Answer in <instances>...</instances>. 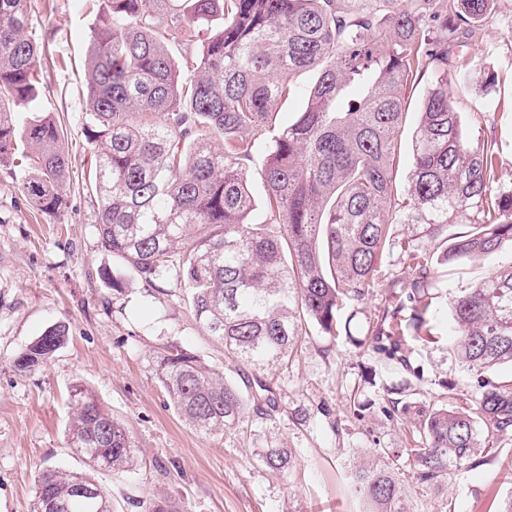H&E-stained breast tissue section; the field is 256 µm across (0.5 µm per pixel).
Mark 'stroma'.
<instances>
[{
	"instance_id": "1",
	"label": "stroma",
	"mask_w": 512,
	"mask_h": 512,
	"mask_svg": "<svg viewBox=\"0 0 512 512\" xmlns=\"http://www.w3.org/2000/svg\"><path fill=\"white\" fill-rule=\"evenodd\" d=\"M107 0H31L32 31L47 55L40 64L34 109L52 112L65 128L69 203L58 217L38 213L0 171V512H33L35 481L50 469L82 472L84 457L71 448V394L82 387L130 431L136 446L123 472L100 470L114 512H142L139 503L167 494L186 512H368L355 492V462L379 461L405 485L410 512H499L512 497V437L494 442L442 488L419 484L411 457L387 456L405 445L411 414L385 411L386 390L402 387L419 405H475L473 374L447 340L416 348L407 358L422 377L359 352L345 337L312 335L288 366L262 376L279 409L249 417L239 432L205 436L178 415L156 375L157 358L177 344L217 369L224 347L195 322L183 286L170 277L150 288L120 270L99 243L98 209L86 184L92 146L83 134L84 66L91 31ZM463 76L453 88L455 108L468 117L472 138L495 144L501 191L512 190V0H494L491 18L460 58ZM393 232L397 248L371 289L384 302L406 267L405 245L435 253L444 239ZM512 263V249L474 269L443 267L433 285L436 321L447 333L451 292ZM121 278L112 290L100 276ZM68 329L65 344L47 362L17 372L14 358L52 326ZM332 416H324L323 406ZM285 444L293 467L276 474L259 452Z\"/></svg>"
}]
</instances>
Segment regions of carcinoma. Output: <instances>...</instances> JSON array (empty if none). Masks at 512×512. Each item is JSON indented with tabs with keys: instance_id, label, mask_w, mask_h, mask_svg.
Returning <instances> with one entry per match:
<instances>
[{
	"instance_id": "1",
	"label": "carcinoma",
	"mask_w": 512,
	"mask_h": 512,
	"mask_svg": "<svg viewBox=\"0 0 512 512\" xmlns=\"http://www.w3.org/2000/svg\"><path fill=\"white\" fill-rule=\"evenodd\" d=\"M89 39L83 133L94 145L89 187L101 246L149 287L173 273L190 290L195 320L224 343L228 377L177 345L157 372L170 401L203 435L235 430L246 414L278 408L268 385L245 368L289 361L300 339L351 335L346 307L369 299L395 224L440 236L468 230L437 256L407 254L393 298L366 318L355 348L414 374L409 342L434 340L431 285L439 265L481 261L512 246V192L495 190L494 147L469 138L452 101L451 56L485 23L494 0H108ZM224 27L199 52L196 37L216 13ZM27 0H0V168L21 159V194L44 215L67 208L64 129L50 112L27 116L39 89L44 45L29 32ZM185 55L179 65L174 52ZM316 74L305 106L282 128L279 105L292 76ZM428 76L406 183L397 180L398 136L407 90ZM267 139L263 170L269 222L252 223L248 162ZM459 361L475 372L477 408L429 404L403 449L417 481L437 485L512 436V380L485 376L512 366V264L449 301ZM67 337L56 325L13 360L25 373ZM71 447L90 466L123 471L135 446L127 428L81 388L72 394ZM261 462L292 468L289 448H265ZM96 492L87 499L78 486ZM354 487L370 512H408L389 466L361 467ZM143 512H184L157 494ZM35 512H112L87 474L47 470Z\"/></svg>"
}]
</instances>
